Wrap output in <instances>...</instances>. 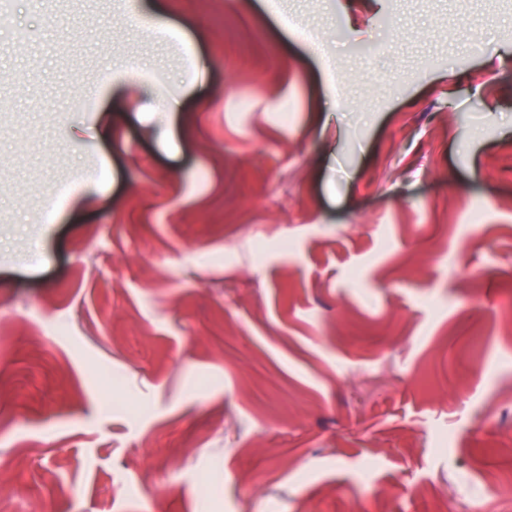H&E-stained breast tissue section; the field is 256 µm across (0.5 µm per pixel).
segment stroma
Instances as JSON below:
<instances>
[{
  "label": "stroma",
  "mask_w": 512,
  "mask_h": 512,
  "mask_svg": "<svg viewBox=\"0 0 512 512\" xmlns=\"http://www.w3.org/2000/svg\"><path fill=\"white\" fill-rule=\"evenodd\" d=\"M137 2L0 0V483L43 512L512 487V0Z\"/></svg>",
  "instance_id": "stroma-1"
}]
</instances>
